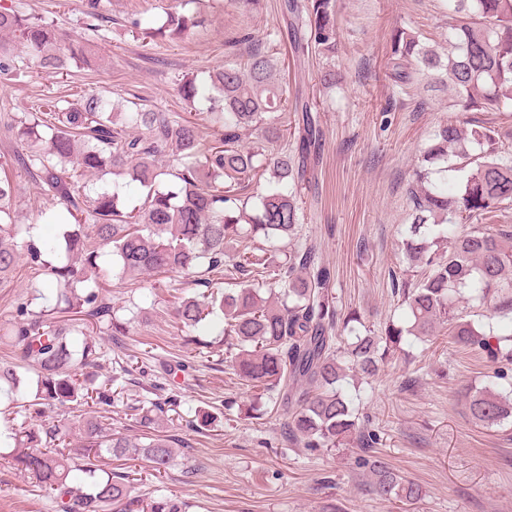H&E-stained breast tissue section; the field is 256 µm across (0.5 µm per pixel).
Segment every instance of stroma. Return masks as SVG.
<instances>
[{"label": "stroma", "instance_id": "1", "mask_svg": "<svg viewBox=\"0 0 512 512\" xmlns=\"http://www.w3.org/2000/svg\"><path fill=\"white\" fill-rule=\"evenodd\" d=\"M181 0H0V6L45 19L92 49L88 67L49 79L38 71L15 80L0 74V115H22L38 99H70L87 89L112 100H142L153 109L191 116L207 127L206 101L185 102L180 80L223 65L228 54L245 59V46L227 42L243 28L274 34L288 66V81L303 83L317 102L324 131L320 163L304 191L300 240L315 244L334 272L331 283L340 315L357 310L366 328H384L397 307L391 273L405 270L400 250L410 205L406 185L433 131L455 117L512 130V112L473 115L457 111L449 91L418 81L406 89L386 75L390 32L401 25L427 43L444 41L455 18L443 0H336V52L325 59L293 57L282 0H260L247 12L234 0H200V27L183 38L143 43L132 25L158 26ZM334 64L337 86L322 88L317 75ZM190 279L112 284V304L133 323L127 335L103 337L110 370L128 397L176 396L183 417L197 407L218 414V428L189 436L173 464L155 473L147 460L123 469L135 494L168 496L188 512H512V422L475 426L463 405L465 385L483 384L492 367L485 359L447 348L442 356L415 347L409 361L385 366L374 378L366 407L379 430V450L401 475L420 483L413 505L384 501L368 486L354 448L310 452L288 441L284 413L232 379L224 339L202 336L206 352L191 357L176 300L194 292ZM0 512H57L44 491L0 457Z\"/></svg>", "mask_w": 512, "mask_h": 512}]
</instances>
